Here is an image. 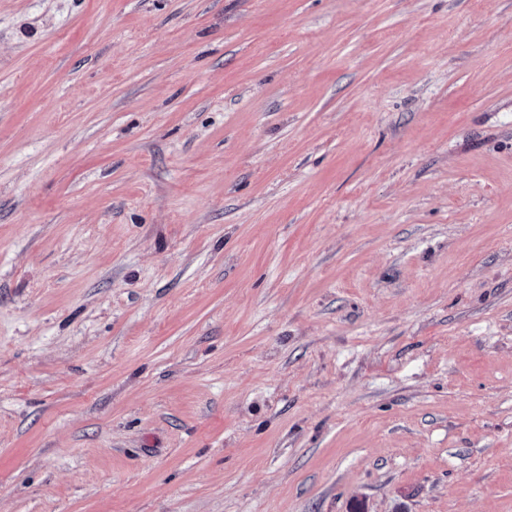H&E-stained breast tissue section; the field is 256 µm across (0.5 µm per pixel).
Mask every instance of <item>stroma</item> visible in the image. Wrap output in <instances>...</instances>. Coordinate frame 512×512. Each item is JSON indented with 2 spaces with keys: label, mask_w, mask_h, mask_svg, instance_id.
<instances>
[{
  "label": "stroma",
  "mask_w": 512,
  "mask_h": 512,
  "mask_svg": "<svg viewBox=\"0 0 512 512\" xmlns=\"http://www.w3.org/2000/svg\"><path fill=\"white\" fill-rule=\"evenodd\" d=\"M0 512H512V0H0Z\"/></svg>",
  "instance_id": "obj_1"
}]
</instances>
